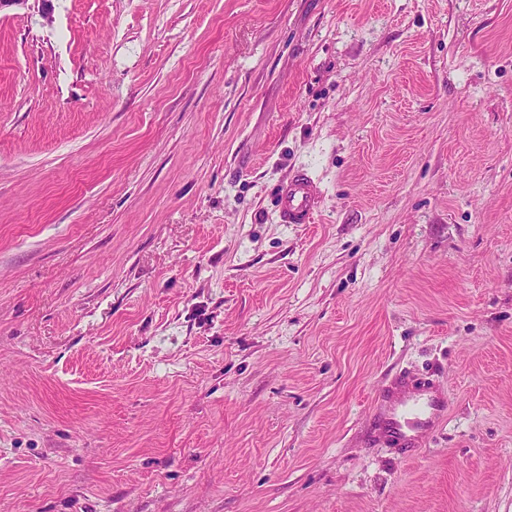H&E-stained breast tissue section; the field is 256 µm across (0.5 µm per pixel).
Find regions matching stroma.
Masks as SVG:
<instances>
[{"mask_svg": "<svg viewBox=\"0 0 512 512\" xmlns=\"http://www.w3.org/2000/svg\"><path fill=\"white\" fill-rule=\"evenodd\" d=\"M0 512H512V0L0 11ZM320 194L318 184L307 172H296L279 190L280 223H314L320 207ZM382 399V438L402 455L416 452L423 438L447 414V399L441 390L406 374L395 379Z\"/></svg>", "mask_w": 512, "mask_h": 512, "instance_id": "obj_1", "label": "stroma"}]
</instances>
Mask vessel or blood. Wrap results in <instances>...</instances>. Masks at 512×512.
<instances>
[{"instance_id": "b4317fda", "label": "vessel or blood", "mask_w": 512, "mask_h": 512, "mask_svg": "<svg viewBox=\"0 0 512 512\" xmlns=\"http://www.w3.org/2000/svg\"><path fill=\"white\" fill-rule=\"evenodd\" d=\"M320 207V189L304 171L296 172L279 190L278 216L284 224H310ZM379 415L384 441L398 453L416 452L423 438L447 414V400L432 383L399 375L383 393Z\"/></svg>"}]
</instances>
